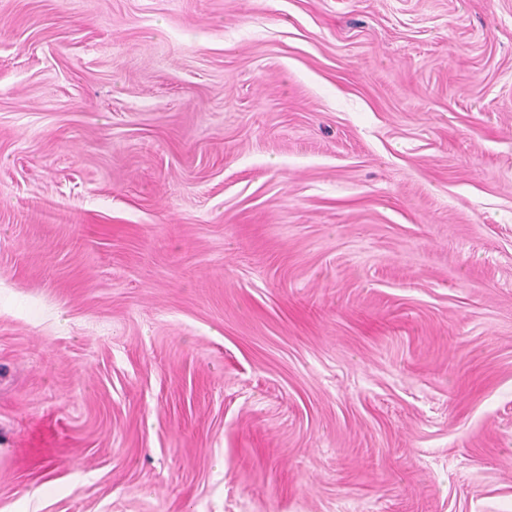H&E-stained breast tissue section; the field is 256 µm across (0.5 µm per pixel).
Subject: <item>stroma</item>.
Here are the masks:
<instances>
[{
	"mask_svg": "<svg viewBox=\"0 0 512 512\" xmlns=\"http://www.w3.org/2000/svg\"><path fill=\"white\" fill-rule=\"evenodd\" d=\"M0 512H512V0H0Z\"/></svg>",
	"mask_w": 512,
	"mask_h": 512,
	"instance_id": "stroma-1",
	"label": "stroma"
}]
</instances>
